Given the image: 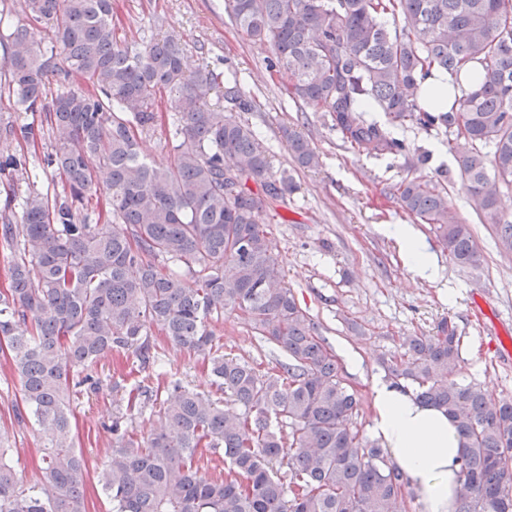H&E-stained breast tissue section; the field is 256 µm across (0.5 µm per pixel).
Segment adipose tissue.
<instances>
[{
    "label": "adipose tissue",
    "mask_w": 512,
    "mask_h": 512,
    "mask_svg": "<svg viewBox=\"0 0 512 512\" xmlns=\"http://www.w3.org/2000/svg\"><path fill=\"white\" fill-rule=\"evenodd\" d=\"M371 433L408 479L424 512H455L461 492L460 436L443 410L377 380Z\"/></svg>",
    "instance_id": "ef3b65f1"
}]
</instances>
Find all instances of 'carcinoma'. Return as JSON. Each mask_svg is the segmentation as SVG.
I'll return each instance as SVG.
<instances>
[{
    "label": "carcinoma",
    "mask_w": 512,
    "mask_h": 512,
    "mask_svg": "<svg viewBox=\"0 0 512 512\" xmlns=\"http://www.w3.org/2000/svg\"><path fill=\"white\" fill-rule=\"evenodd\" d=\"M224 11L249 39L272 46L270 67L288 93L305 110L328 113L366 155L407 154L395 135L406 123L463 140L458 177L476 211L497 215L500 187L512 185V0H224ZM0 45L8 95L45 113L55 142L46 164L68 187L52 198L32 191L18 208L7 196L0 207V243L12 253L0 342L27 408L16 417H32L47 440L29 493L17 490L0 450V512H86L87 465L71 423L80 383L70 376L114 351L149 370L154 327L209 355L213 384L241 411L177 381L162 392L136 384L127 407L154 410L158 426L139 437L125 415L112 418L100 476L111 512H400L408 483L378 442L354 430L361 398L272 251L267 218L298 186L274 171L260 136L236 116L253 110L236 74H185L172 38L129 50L112 27V0H11L0 13ZM474 64L482 83L457 84L448 110L419 104L433 71L457 77ZM53 76L65 90L47 106ZM214 93L224 104L211 103ZM165 95L174 157L159 168L141 156L138 134L161 124ZM374 110L385 122L369 118ZM283 137L296 168L319 166L304 136L288 128ZM34 168L24 154L0 158L1 173L35 179ZM101 189L108 219L91 224L85 200ZM396 199L455 263L479 264L473 230L450 214L446 196L412 179ZM160 258L184 265L191 282ZM226 312L243 315L287 361L263 372L214 351L209 320ZM459 343L445 317L430 335L401 337L404 353L381 364L396 386L457 422L460 477L472 489L458 512H512V399L492 401L481 386L451 379ZM200 448L224 452V475L202 470ZM285 457L286 479L273 467Z\"/></svg>",
    "instance_id": "1"
}]
</instances>
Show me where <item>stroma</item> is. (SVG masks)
Instances as JSON below:
<instances>
[{
  "mask_svg": "<svg viewBox=\"0 0 512 512\" xmlns=\"http://www.w3.org/2000/svg\"><path fill=\"white\" fill-rule=\"evenodd\" d=\"M112 23L125 45L139 48L163 37L178 39L186 72L207 65L236 72L253 111L243 118L273 156L275 169L291 170L298 185L287 206L278 208L270 226V242L283 266L285 282L299 305L334 348L343 379L362 398L354 426L369 436L374 379L385 378L382 356L396 353L407 334L431 333L448 318L460 336L458 382L480 385L494 399L512 398V361L502 360L500 336H512V247L498 238L489 217L478 214L457 176L456 154L437 130L415 125L397 128L414 155L429 154L428 164L412 159L373 158L359 153L332 129L321 112L301 111L288 96L278 74L269 68L270 46L246 38L228 19L224 0H112ZM34 125L35 140H6L10 152L43 160L53 152L45 115L16 111L0 99V126ZM301 132L320 156L314 169L297 170L288 155L283 127ZM420 179L446 194L451 212L474 228L481 254L479 266L453 262L429 225L412 222L392 196L402 180ZM413 224L434 259L436 274L424 278L406 264L400 243L384 232L388 224ZM225 355L260 367L279 360L236 315L212 321ZM160 370L166 380L211 392L208 360L180 350L154 333ZM358 355L352 368L348 354ZM102 388L82 392L71 403L75 447L87 464V512H109L99 481L112 448V414L126 408L128 390L137 376L128 372L126 357L112 353L90 370ZM123 390L114 392V381ZM17 374L0 358V445L10 449L21 490L41 478L42 441L33 420L20 423L13 407L20 403Z\"/></svg>",
  "mask_w": 512,
  "mask_h": 512,
  "instance_id": "35a3bbf8",
  "label": "stroma"
}]
</instances>
